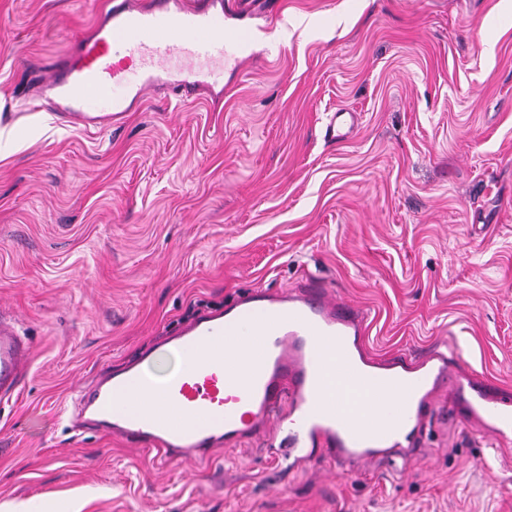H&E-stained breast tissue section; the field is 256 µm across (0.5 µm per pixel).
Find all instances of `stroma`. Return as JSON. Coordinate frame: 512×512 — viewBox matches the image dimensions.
<instances>
[{
	"mask_svg": "<svg viewBox=\"0 0 512 512\" xmlns=\"http://www.w3.org/2000/svg\"><path fill=\"white\" fill-rule=\"evenodd\" d=\"M102 0H0V314L33 342L0 401V506L55 512H512V441L428 424L405 471L279 473L242 444L163 461L66 415L200 313L311 276L383 357L448 342L512 393V0H263L213 70L119 126L28 129L30 79ZM337 112L358 117L325 138Z\"/></svg>",
	"mask_w": 512,
	"mask_h": 512,
	"instance_id": "35a3bbf8",
	"label": "stroma"
}]
</instances>
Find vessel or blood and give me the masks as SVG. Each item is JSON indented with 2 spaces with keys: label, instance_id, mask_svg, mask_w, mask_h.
Returning <instances> with one entry per match:
<instances>
[{
  "label": "vessel or blood",
  "instance_id": "b4317fda",
  "mask_svg": "<svg viewBox=\"0 0 512 512\" xmlns=\"http://www.w3.org/2000/svg\"><path fill=\"white\" fill-rule=\"evenodd\" d=\"M224 0H105L88 32L31 86L35 107L82 129L118 124L148 95L213 94L224 43L253 49V32L228 30ZM124 83L122 98L112 86ZM364 310L308 277L203 315L169 339L186 366L155 384L148 356L76 393L77 416L108 434L180 456L254 440L282 472L322 462L337 471L395 467L420 447L426 421L472 424L495 440L512 433V395L468 375L447 344L376 359ZM32 345L0 316V400L20 389Z\"/></svg>",
  "mask_w": 512,
  "mask_h": 512
}]
</instances>
